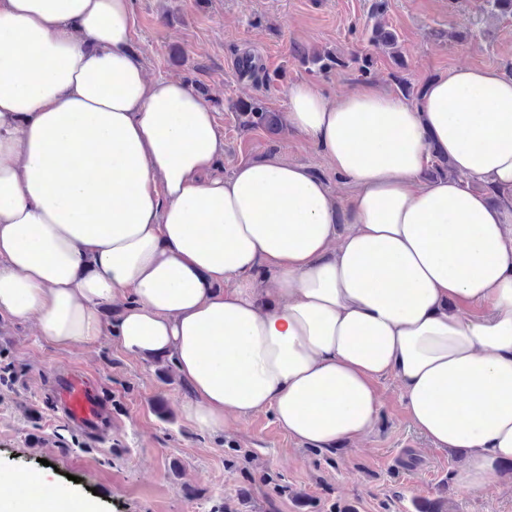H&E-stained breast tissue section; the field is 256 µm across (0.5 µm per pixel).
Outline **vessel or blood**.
<instances>
[{
	"mask_svg": "<svg viewBox=\"0 0 512 512\" xmlns=\"http://www.w3.org/2000/svg\"><path fill=\"white\" fill-rule=\"evenodd\" d=\"M51 393L72 424L87 437L99 435L110 406L93 377L80 370L59 374L51 386Z\"/></svg>",
	"mask_w": 512,
	"mask_h": 512,
	"instance_id": "b4317fda",
	"label": "vessel or blood"
}]
</instances>
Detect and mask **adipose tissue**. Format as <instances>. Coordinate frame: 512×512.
<instances>
[{"instance_id": "ef3b65f1", "label": "adipose tissue", "mask_w": 512, "mask_h": 512, "mask_svg": "<svg viewBox=\"0 0 512 512\" xmlns=\"http://www.w3.org/2000/svg\"><path fill=\"white\" fill-rule=\"evenodd\" d=\"M134 25L133 0H0V318L167 357L199 429L268 412L315 448L367 437L395 376L415 428L463 452L462 488L495 484L512 462V77L454 68L414 101L290 85L289 125L355 188L343 207L275 157L217 174L211 108L147 77ZM435 153L453 173L422 183ZM72 505L0 467V512Z\"/></svg>"}]
</instances>
